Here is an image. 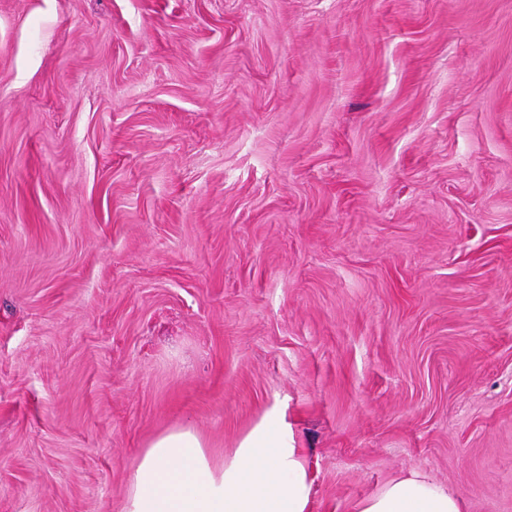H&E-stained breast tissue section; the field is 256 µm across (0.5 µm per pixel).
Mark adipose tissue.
I'll return each mask as SVG.
<instances>
[{"instance_id": "1", "label": "adipose tissue", "mask_w": 512, "mask_h": 512, "mask_svg": "<svg viewBox=\"0 0 512 512\" xmlns=\"http://www.w3.org/2000/svg\"><path fill=\"white\" fill-rule=\"evenodd\" d=\"M312 475L289 424L271 410L223 459L194 427L154 437L138 457L123 512H312ZM461 496L420 473L395 477L354 512H463Z\"/></svg>"}]
</instances>
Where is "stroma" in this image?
Wrapping results in <instances>:
<instances>
[{
	"label": "stroma",
	"instance_id": "stroma-1",
	"mask_svg": "<svg viewBox=\"0 0 512 512\" xmlns=\"http://www.w3.org/2000/svg\"><path fill=\"white\" fill-rule=\"evenodd\" d=\"M274 406L512 512V0H0V512Z\"/></svg>",
	"mask_w": 512,
	"mask_h": 512
}]
</instances>
